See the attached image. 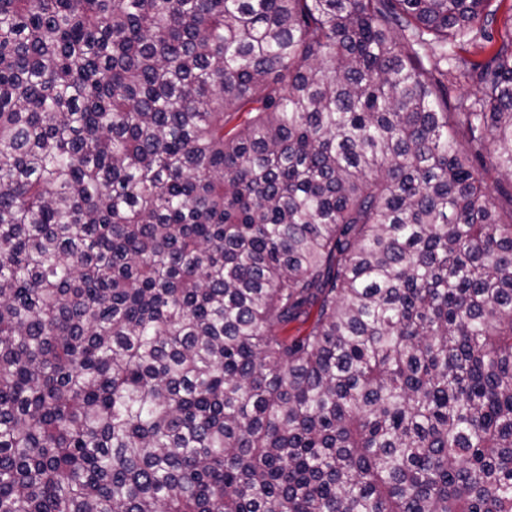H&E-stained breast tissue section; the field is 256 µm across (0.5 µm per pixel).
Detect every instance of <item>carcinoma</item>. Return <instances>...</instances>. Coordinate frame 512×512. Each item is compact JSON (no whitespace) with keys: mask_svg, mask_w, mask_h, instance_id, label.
<instances>
[{"mask_svg":"<svg viewBox=\"0 0 512 512\" xmlns=\"http://www.w3.org/2000/svg\"><path fill=\"white\" fill-rule=\"evenodd\" d=\"M496 13L0 0V512H512Z\"/></svg>","mask_w":512,"mask_h":512,"instance_id":"1","label":"carcinoma"}]
</instances>
